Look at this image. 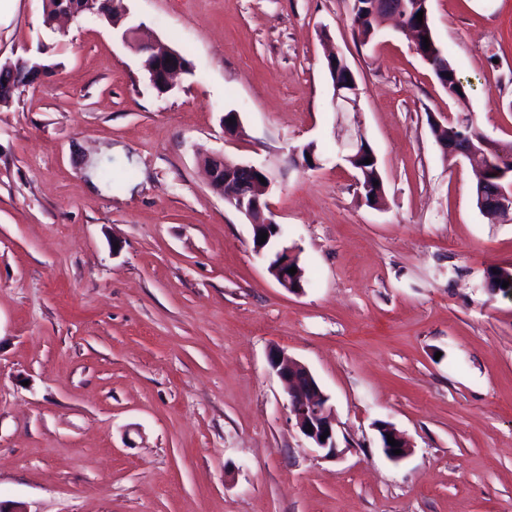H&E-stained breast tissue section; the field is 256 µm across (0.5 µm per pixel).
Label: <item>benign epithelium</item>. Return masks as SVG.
Returning <instances> with one entry per match:
<instances>
[{"instance_id":"benign-epithelium-1","label":"benign epithelium","mask_w":512,"mask_h":512,"mask_svg":"<svg viewBox=\"0 0 512 512\" xmlns=\"http://www.w3.org/2000/svg\"><path fill=\"white\" fill-rule=\"evenodd\" d=\"M405 2L406 0H369L367 5L363 6L360 0H355V7L363 6L374 14L382 13L394 20L405 7ZM112 28L117 30L124 43L141 56L144 69L150 71L152 79L160 81L165 86L166 92L174 89L176 77L189 72L181 54L173 48L147 38L142 25H128L121 29L119 24L114 23ZM345 70L349 73V80L334 88V105L338 112H358V84L351 68L347 66ZM223 122L226 137L241 138L243 126L240 113L234 110L224 113ZM439 145L443 154L449 158L464 159L473 151V143L461 145L456 138L443 140ZM367 156L372 159L373 167H378L377 156L373 152H368V141L361 126L358 125L350 131L348 139L340 143V157L357 172L356 184L359 187L362 186V161ZM206 166L212 189L246 217L251 224L253 239L257 240L261 233H267V240L255 246V253L268 259L271 250H276L278 255L282 256V260L268 267V272L281 287L292 290V275L288 273V264L297 257V254L294 248L279 244V228L268 202V194L276 185L273 174L264 164L231 160L224 156L209 158ZM474 169L480 175L479 193L476 197V205L480 210L487 214H499L503 211L511 213L512 182H507V177L501 176L499 181L502 185L495 193L489 195L484 190L485 168L476 165ZM262 178L265 179L263 183L260 182ZM269 363L287 388L289 413L301 433L316 448L326 452V456H338L339 443L331 416L332 407L329 405V397L322 391L317 379L305 365L292 360L282 350L273 352ZM308 428L312 429V432H306ZM381 431L398 441L399 449L402 450V453L396 455L391 444L385 440L381 441V448L389 459L400 461L410 454V443L393 427L383 425ZM325 432L328 436L323 439L321 435Z\"/></svg>"}]
</instances>
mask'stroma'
Listing matches in <instances>:
<instances>
[{"label":"stroma","instance_id":"stroma-1","mask_svg":"<svg viewBox=\"0 0 512 512\" xmlns=\"http://www.w3.org/2000/svg\"><path fill=\"white\" fill-rule=\"evenodd\" d=\"M192 73L158 94L104 22L0 18V63L48 71L0 104V501L29 512H512V221L434 122L512 142V0H430L449 96L350 0H124ZM343 55L378 157L379 205L338 163L326 56ZM245 136H224L225 112ZM315 144L318 167L291 156ZM265 164L307 280L282 288L200 158ZM329 395L339 455L291 420L269 357ZM408 437L395 462L378 427ZM382 21L377 15H372L367 11L365 16H362L360 12H352L351 26L354 35L360 39V43L366 46L373 39L378 37L381 33ZM440 49V48H439ZM435 44L432 43L429 46V50L423 53L424 59L427 62L433 61L435 57ZM434 72L439 83L452 94L457 95L459 98H466L469 95L468 84H464L463 81L458 77L455 68L448 61V58L444 55L440 49V57L434 60L433 64H428ZM450 74V77H447ZM458 90L462 91V94L458 93ZM452 96V95H451ZM381 431L385 435V440L380 435L381 448L383 449L384 454L391 459L392 461H400L406 458L410 454L411 445L404 437H402L398 432L394 430L390 425H380ZM387 435L391 436V439H395L399 442V447H392L391 444L387 442ZM400 449L402 453L400 455H395L393 450Z\"/></svg>","mask_w":512,"mask_h":512}]
</instances>
